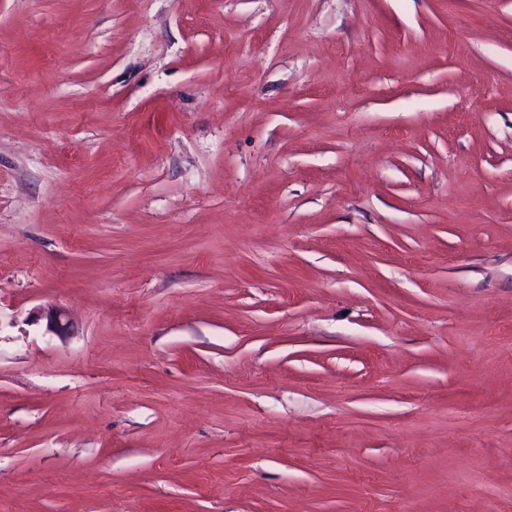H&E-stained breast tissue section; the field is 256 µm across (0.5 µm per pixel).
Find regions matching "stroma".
<instances>
[{
    "mask_svg": "<svg viewBox=\"0 0 512 512\" xmlns=\"http://www.w3.org/2000/svg\"><path fill=\"white\" fill-rule=\"evenodd\" d=\"M0 512H512V0H0ZM37 320H45V333L49 336H62L70 330L72 323L67 314L56 308H48L38 313Z\"/></svg>",
    "mask_w": 512,
    "mask_h": 512,
    "instance_id": "1",
    "label": "stroma"
}]
</instances>
